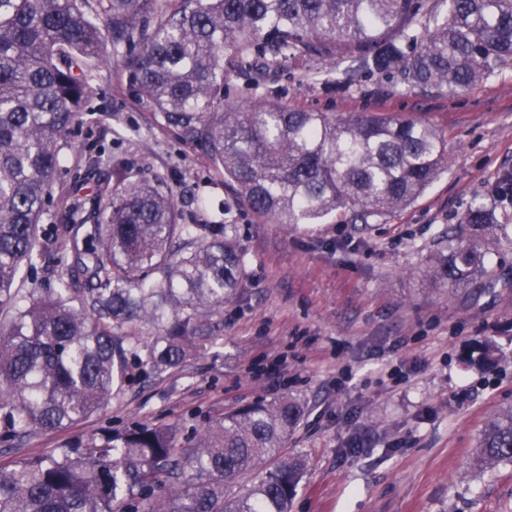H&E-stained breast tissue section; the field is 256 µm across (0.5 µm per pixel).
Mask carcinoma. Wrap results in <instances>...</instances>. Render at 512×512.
<instances>
[{
  "mask_svg": "<svg viewBox=\"0 0 512 512\" xmlns=\"http://www.w3.org/2000/svg\"><path fill=\"white\" fill-rule=\"evenodd\" d=\"M112 33L107 39L105 31ZM138 43L128 67L140 101L203 149L253 212L273 224L340 214L366 224L412 204L445 171L442 134L393 116L224 102L230 72L290 57L396 74L410 90L453 94L512 59V0H0V441L21 442L103 409L131 378L179 366L204 313L238 287L235 224H182L160 182H125L47 205L72 127L85 123L100 68ZM62 223L40 237L48 216ZM464 223L495 236L477 198ZM56 275L44 293L22 268ZM429 275L441 287L512 288L478 238L448 240ZM164 332L144 345L133 325ZM306 414L292 395L210 420L183 444L133 424L66 440L0 469V512H289L305 473L285 452ZM512 463V410L476 451Z\"/></svg>",
  "mask_w": 512,
  "mask_h": 512,
  "instance_id": "cac0c4a2",
  "label": "carcinoma"
}]
</instances>
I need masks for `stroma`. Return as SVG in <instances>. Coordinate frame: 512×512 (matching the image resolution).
Returning <instances> with one entry per match:
<instances>
[{"instance_id":"35a3bbf8","label":"stroma","mask_w":512,"mask_h":512,"mask_svg":"<svg viewBox=\"0 0 512 512\" xmlns=\"http://www.w3.org/2000/svg\"><path fill=\"white\" fill-rule=\"evenodd\" d=\"M332 67L291 58L257 88L237 73L230 97L437 127L446 172L412 205L365 224L331 215L292 227L258 216L201 149L157 123L121 60L105 67L86 125L69 134L60 185L97 192L95 180L73 171L93 150L124 163L126 180L162 178L183 222L237 225L245 270L179 367L134 377L72 427L0 445V466L106 426L167 425L183 437L212 417L290 394L307 405L287 448L307 461L291 512H512V465L473 463L488 424L512 409V290L474 297L426 274L447 230L512 170V61L455 94L411 91L376 73L344 89ZM488 337L495 357L471 360Z\"/></svg>"}]
</instances>
